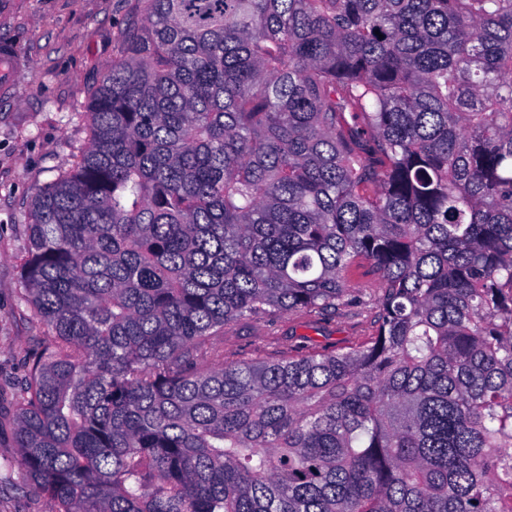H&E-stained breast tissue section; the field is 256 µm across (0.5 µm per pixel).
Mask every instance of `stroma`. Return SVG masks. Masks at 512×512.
Returning a JSON list of instances; mask_svg holds the SVG:
<instances>
[{
    "label": "stroma",
    "mask_w": 512,
    "mask_h": 512,
    "mask_svg": "<svg viewBox=\"0 0 512 512\" xmlns=\"http://www.w3.org/2000/svg\"><path fill=\"white\" fill-rule=\"evenodd\" d=\"M145 12V0H0V43H11L23 60L12 72L20 97L0 98V512L51 510L22 470L2 467L19 457L14 398L26 379L25 359L46 332L20 275L32 202L87 143L88 129L73 114L111 64L128 23ZM368 319L365 312L257 318L236 323L213 344L237 360L333 350Z\"/></svg>",
    "instance_id": "1"
}]
</instances>
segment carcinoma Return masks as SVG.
<instances>
[{
	"instance_id": "obj_1",
	"label": "carcinoma",
	"mask_w": 512,
	"mask_h": 512,
	"mask_svg": "<svg viewBox=\"0 0 512 512\" xmlns=\"http://www.w3.org/2000/svg\"><path fill=\"white\" fill-rule=\"evenodd\" d=\"M33 204L52 512H512V0H146ZM377 288L331 352L228 326Z\"/></svg>"
}]
</instances>
